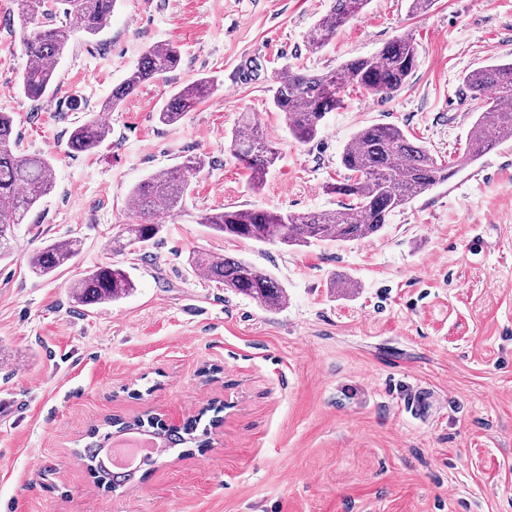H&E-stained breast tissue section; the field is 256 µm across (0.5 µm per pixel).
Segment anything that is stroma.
Instances as JSON below:
<instances>
[{
  "label": "stroma",
  "instance_id": "obj_1",
  "mask_svg": "<svg viewBox=\"0 0 512 512\" xmlns=\"http://www.w3.org/2000/svg\"><path fill=\"white\" fill-rule=\"evenodd\" d=\"M330 0H117L112 24L76 39L60 88L31 101L26 63L0 0V111L56 177L11 257L0 261V512H512V141L394 212L371 239L306 247L224 239L199 224L214 208L292 213L339 208L351 136L395 124L445 161L462 153L481 103L463 75L512 59V0H370L319 52L307 34ZM410 34L420 62L391 99L358 90L295 141L268 102L274 73H324ZM170 43L175 72L108 116L111 136L71 153L70 131L142 53ZM218 90L172 126L175 87ZM250 114L280 148L260 191L226 136ZM199 157L182 213L153 245L111 252L130 189ZM82 250L38 278L30 253L70 236ZM226 255L271 273L277 309L224 290L195 259ZM110 262L136 291L73 306L70 283ZM197 418L207 447L168 450L134 486L98 487L78 456L108 417Z\"/></svg>",
  "mask_w": 512,
  "mask_h": 512
}]
</instances>
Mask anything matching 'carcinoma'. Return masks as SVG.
Here are the masks:
<instances>
[{"label": "carcinoma", "mask_w": 512, "mask_h": 512, "mask_svg": "<svg viewBox=\"0 0 512 512\" xmlns=\"http://www.w3.org/2000/svg\"><path fill=\"white\" fill-rule=\"evenodd\" d=\"M369 0H331L327 14L309 34L310 45L321 49L336 32L363 14ZM20 26L19 43L26 65L18 81L19 91L33 101L52 94L58 87L59 66L73 37L99 36L111 24L116 0H16ZM419 48L409 35L386 43L376 53L348 60L334 71L309 74L300 70L277 73L269 92L274 109L283 114L290 135L299 142L313 140L325 115L343 103L347 87L373 95H397L415 71ZM181 62L174 45H153L144 52L126 78L100 104L98 112L76 125L67 146L77 154H91L111 134L100 118L116 111L142 85L165 77ZM465 86L483 100V110L469 129L465 149L456 163L449 165L429 149L412 141L393 124H376L357 131L344 147L340 163L344 178L327 190L349 200L342 210L290 213L247 208L213 209L201 215L200 223L218 235L245 241L305 246L314 240L342 243L371 238L388 223L389 216L417 196L448 182L467 165L512 140V61L493 62L469 72ZM218 89L214 77H203L173 90L157 112L163 125H175L184 113L193 111ZM230 150L248 171L250 187L261 189L266 174L279 159V148L250 116H242L231 131ZM205 161L192 158L181 165L160 169L136 184L128 198L136 221L125 224L112 238V249L122 251L153 241L162 225L159 215L176 216L183 211L190 181L202 172ZM55 188L53 166L41 154H25L18 149V137L10 112H0V259L12 249L1 241L16 240V229L30 212ZM82 241L71 237L49 243L33 251L28 266L37 277H51L79 254ZM205 275L225 288L249 296L276 309L288 298L286 289L267 271L232 257L209 261ZM136 289L128 271L113 264L97 266L71 282L70 297L79 307L117 302ZM141 431L163 438L164 448L202 443L193 420L180 429L155 426L153 418H139ZM106 435L94 430L81 458L89 463L99 485L117 490L137 481L135 472H118L104 458Z\"/></svg>", "instance_id": "carcinoma-1"}]
</instances>
